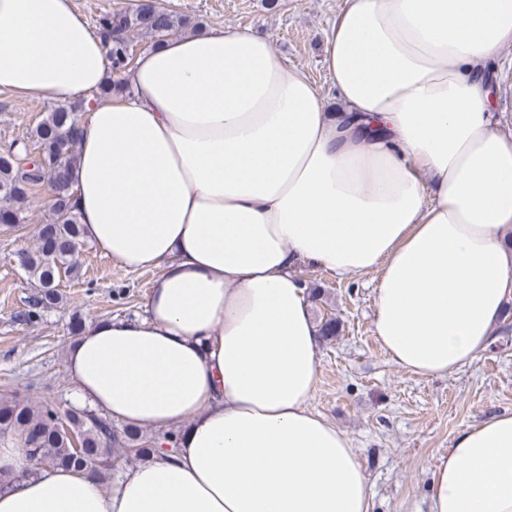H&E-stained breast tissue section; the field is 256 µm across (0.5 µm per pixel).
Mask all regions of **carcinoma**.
I'll return each mask as SVG.
<instances>
[{
  "instance_id": "carcinoma-1",
  "label": "carcinoma",
  "mask_w": 512,
  "mask_h": 512,
  "mask_svg": "<svg viewBox=\"0 0 512 512\" xmlns=\"http://www.w3.org/2000/svg\"><path fill=\"white\" fill-rule=\"evenodd\" d=\"M190 20L155 0H147L136 8L108 12L96 21L103 37L109 76L104 86L92 93L97 102L112 98L116 93L130 90L125 82L129 69L126 62L130 34L143 33L153 44H161L166 37L187 28ZM84 103L57 105L47 109L35 129L38 160L26 169L20 161L26 148L10 144L0 149V209L25 223L24 202L29 193L45 179L54 187V201L49 219L41 225L36 246L23 252L22 268L35 284L36 294L29 298L26 320L35 322L58 300L57 287L62 272L78 269L79 251L85 237L83 224L70 204V185L63 173L77 160L75 129ZM340 321L335 316L320 319V336L331 340L339 334ZM69 429L57 423V403L43 399L36 401L19 390L0 394V435L7 434L19 440L22 447L32 452L39 463L50 468L80 471L93 460L124 457L142 460L151 457L166 445L175 446L179 433L168 431L159 437L144 438L140 429L131 425L118 426L112 420L88 408L69 406ZM80 449H75L74 440Z\"/></svg>"
}]
</instances>
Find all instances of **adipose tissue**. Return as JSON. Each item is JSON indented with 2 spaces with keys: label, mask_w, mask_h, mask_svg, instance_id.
Segmentation results:
<instances>
[{
  "label": "adipose tissue",
  "mask_w": 512,
  "mask_h": 512,
  "mask_svg": "<svg viewBox=\"0 0 512 512\" xmlns=\"http://www.w3.org/2000/svg\"><path fill=\"white\" fill-rule=\"evenodd\" d=\"M321 89L249 28L174 37L130 93L90 104L103 41L73 0H0V92L86 101L65 173L88 238L157 269L143 318L88 326L71 401L180 431L104 489L96 469H33L0 440V512H371L347 434L313 411L307 262L377 272L373 330L420 377L474 362L512 298V136L492 67L512 0H346ZM431 512H512V412L460 430Z\"/></svg>",
  "instance_id": "obj_1"
}]
</instances>
